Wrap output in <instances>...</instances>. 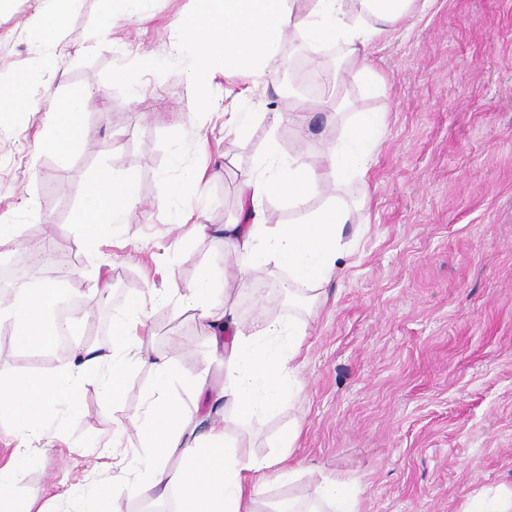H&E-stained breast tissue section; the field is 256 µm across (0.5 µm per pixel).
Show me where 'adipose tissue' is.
I'll return each instance as SVG.
<instances>
[{
    "label": "adipose tissue",
    "instance_id": "1",
    "mask_svg": "<svg viewBox=\"0 0 512 512\" xmlns=\"http://www.w3.org/2000/svg\"><path fill=\"white\" fill-rule=\"evenodd\" d=\"M288 0H197L198 18L183 29L173 46L176 55L192 60L187 79L205 91L210 64L220 60L227 72L257 81L267 76L285 40L322 51L342 43L346 72L361 82L368 93H379L383 80L367 54L368 47L391 39L407 16L413 0H360L353 10L351 0H306L303 10L288 8ZM78 0H49L31 18L35 33L36 65L55 62L63 54L62 27L66 14ZM89 94H72L50 101L44 111L46 134L42 143L52 153L59 169H66L82 137L81 117ZM384 115L359 112L346 124L335 144L324 147L319 159L306 155H283L277 142H269L260 160L261 173L246 177L240 196L246 206L243 223L222 226L224 249L233 255L238 272L234 284L218 285L209 265H202L191 288L148 290L128 297L112 313V352L103 355L87 347L75 352L62 371L30 376L18 373L0 378V419L12 421L18 446L0 461V512H111V505L124 487L118 483L75 488L53 508L21 502L16 484L21 472L37 468L42 451L37 443L50 432L48 418L58 407L79 409L80 382L87 375L99 377L105 393H114L133 367L148 365L155 377L148 394V410L134 425L150 453L138 463V483L146 489H169L166 460L177 456L182 477L176 497V512H255L254 505L269 487L301 474L292 463V448L299 424H292L277 442L276 454L245 453L242 438L231 435L228 426L239 422L249 430L263 429L285 402L299 395L301 357L305 351L307 324L296 316H273L265 309L247 320L237 315L230 296L235 290L253 287L254 272L272 268L271 283L278 294L315 305L323 287L349 254L346 226L351 202L343 196H325L312 207L310 195L320 187L364 179L372 153L382 136ZM170 165L178 173L169 198L172 223L184 224L188 215L178 199L199 189L204 169L186 165L181 149L170 153ZM133 176L118 175L100 167L87 178L77 224L85 239L109 233L130 223L137 211ZM272 198L288 200L299 213L290 224L268 223L264 203ZM224 298V317L216 319L213 307ZM61 295L55 284L21 289L10 301H0V326L9 325L20 345L51 348L59 337L56 309ZM174 305L192 312L211 338L224 340V416L198 432L191 416L176 398L174 388L182 382L175 367L164 360L144 362L142 330L161 307ZM273 512H359L355 488L335 479H322L319 499L308 506L283 502Z\"/></svg>",
    "mask_w": 512,
    "mask_h": 512
}]
</instances>
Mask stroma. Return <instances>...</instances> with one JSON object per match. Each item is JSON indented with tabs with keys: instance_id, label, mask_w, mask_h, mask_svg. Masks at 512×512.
<instances>
[{
	"instance_id": "35a3bbf8",
	"label": "stroma",
	"mask_w": 512,
	"mask_h": 512,
	"mask_svg": "<svg viewBox=\"0 0 512 512\" xmlns=\"http://www.w3.org/2000/svg\"><path fill=\"white\" fill-rule=\"evenodd\" d=\"M39 0H14L0 14V75L27 77V20ZM104 0H83L65 19L70 45L41 85L25 86L34 106L25 126H0V215L14 214V240L0 244V269L17 260L19 244L50 243L69 257L64 273L42 272L84 288L80 306L97 307V325L81 324L62 353L20 349L0 334V374L59 370L78 346L112 348L114 307L173 277L188 287L200 264L217 276L234 271L216 229L241 217L239 184L255 173L265 143L282 153L316 157L354 113H384L385 134L367 183L341 186L357 200L349 238L353 253L314 307L276 299L269 310L309 324L301 394L260 434L247 437L255 455L272 454L274 434L301 425L293 456L313 471L270 488L258 512L288 497L312 499L321 477L354 483L360 512H463L478 495L512 492V0H433L413 7L392 40L371 54L385 80L372 95L357 81L318 95L338 103L337 119L317 113L306 142L288 124L256 122L249 137L224 128V114L249 90L255 111L279 112L286 94L281 65L263 81L213 71L208 107H200L181 58L161 69L196 13L195 0H151L144 21L115 14L111 33L95 25ZM137 72L146 94L132 99L114 82L118 68ZM93 91L82 116L83 138L65 172L41 150L43 109L50 96ZM185 164L203 163L209 181L181 205L199 235L168 222L164 195L175 181L173 146ZM105 166L134 178L142 207L114 235L84 243L77 224L90 172ZM35 213L25 210L27 200ZM104 295H97L98 287ZM144 355L162 358L186 377L206 374L204 391L177 395L199 425L220 418L216 392L224 360L190 312L167 306L152 317ZM152 382L148 368L131 370L119 396L96 377L80 388L78 413L59 412L39 468L20 474L17 495L48 501L105 475L96 463L116 429L123 447L142 457L130 429L142 416Z\"/></svg>"
}]
</instances>
